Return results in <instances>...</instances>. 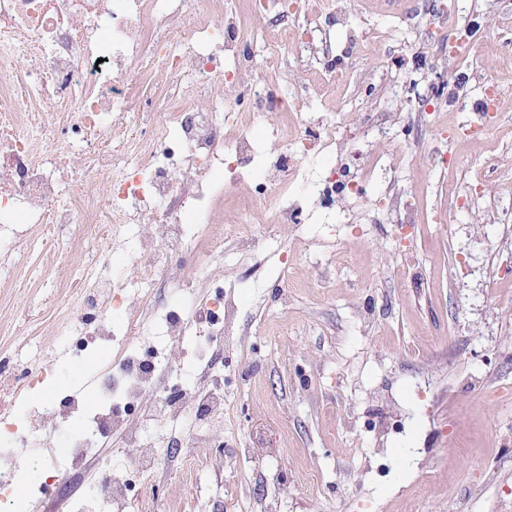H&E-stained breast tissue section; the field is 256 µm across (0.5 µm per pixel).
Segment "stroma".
Wrapping results in <instances>:
<instances>
[{
  "label": "stroma",
  "instance_id": "obj_1",
  "mask_svg": "<svg viewBox=\"0 0 512 512\" xmlns=\"http://www.w3.org/2000/svg\"><path fill=\"white\" fill-rule=\"evenodd\" d=\"M450 38L469 37L465 59L418 69L399 44L363 49L345 31L324 27L336 61V96L310 99L313 112L382 113L372 137L349 149L386 158L381 178L415 201L420 232L399 246L392 225L370 222L376 196L315 210L304 231L282 224L259 251L226 252L214 280L234 284V349L244 374L226 393L224 417L193 410L162 429L160 446L208 450L224 445L223 480L186 479L176 463L156 512H512V233L495 224L512 210V0H459ZM356 23L419 38L420 0H346ZM448 79L442 122L454 163L412 151L401 127L437 74ZM497 87L498 117L486 141L463 136L477 121L487 84ZM482 175L478 199L456 210ZM351 255L335 287H320L317 263ZM291 274L282 277V265ZM288 293V311L276 297ZM28 298L0 303V321L27 341L49 313L31 315ZM39 354L57 387L92 397L82 371L56 358L53 337Z\"/></svg>",
  "mask_w": 512,
  "mask_h": 512
}]
</instances>
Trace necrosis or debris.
<instances>
[{"label":"necrosis or debris","mask_w":512,"mask_h":512,"mask_svg":"<svg viewBox=\"0 0 512 512\" xmlns=\"http://www.w3.org/2000/svg\"><path fill=\"white\" fill-rule=\"evenodd\" d=\"M275 33L279 51L264 78L255 74L254 37L238 8L224 0H0V284L18 286L20 258L34 254L51 276L66 250L93 244L80 273L72 317L62 287L34 300L56 314L60 356L89 368L94 406L68 391L33 403L30 390L49 371L22 345L0 339V493L14 485L17 447L49 476L33 501L61 495L104 438L122 433L131 453L122 468L103 461L94 470L84 512H154L164 476L144 429L179 418L193 399L214 417L224 415V385L211 378L198 389L172 383L177 370L166 340L192 337L208 347L230 334L227 299H200L197 288L225 247L255 250L258 211L274 224L303 228L311 219L297 186L321 162L335 171L347 154L340 128L373 133L369 115L331 122L309 113L303 89L283 73L282 49H318L316 23L352 31L354 43L378 39L354 33L341 0L302 12L299 0H255ZM161 69L165 83L149 95L146 72ZM292 114L291 134L265 128L268 113ZM384 159L363 157L356 181L331 179L328 204L362 199ZM250 185L246 205L212 238V204ZM77 225L81 238L66 229ZM142 231L132 270L116 269L105 242ZM124 320L113 325V312Z\"/></svg>","instance_id":"1"}]
</instances>
